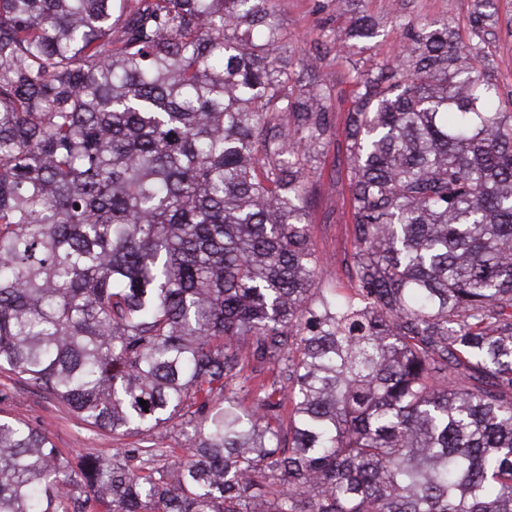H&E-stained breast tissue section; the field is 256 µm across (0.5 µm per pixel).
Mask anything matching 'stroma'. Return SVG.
<instances>
[{
	"label": "stroma",
	"instance_id": "35a3bbf8",
	"mask_svg": "<svg viewBox=\"0 0 512 512\" xmlns=\"http://www.w3.org/2000/svg\"><path fill=\"white\" fill-rule=\"evenodd\" d=\"M283 33L280 52L306 85L323 80L331 88L328 113L334 134H343L347 109L357 76L376 63L395 55L405 42L404 25L421 20L452 22L462 37H469L471 0H274ZM498 24L488 29L483 44L490 72L503 95L512 94V0H496ZM360 14L374 18L378 37L347 54L337 53L331 38L346 30ZM345 146L330 143L312 163L308 195L310 235L319 257L316 285L320 288H350L347 264L353 251L352 224L341 207L349 192L345 174L336 167ZM18 415L45 429L53 444L66 455L108 456L115 449L131 447L129 437L105 439L97 435L65 407L46 394L25 386L0 370V417Z\"/></svg>",
	"mask_w": 512,
	"mask_h": 512
}]
</instances>
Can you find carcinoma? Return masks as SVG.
<instances>
[{
	"label": "carcinoma",
	"instance_id": "1",
	"mask_svg": "<svg viewBox=\"0 0 512 512\" xmlns=\"http://www.w3.org/2000/svg\"><path fill=\"white\" fill-rule=\"evenodd\" d=\"M405 28L351 100L345 293L273 0H0V369L103 436L190 427L67 457L0 419V512H512V98Z\"/></svg>",
	"mask_w": 512,
	"mask_h": 512
}]
</instances>
